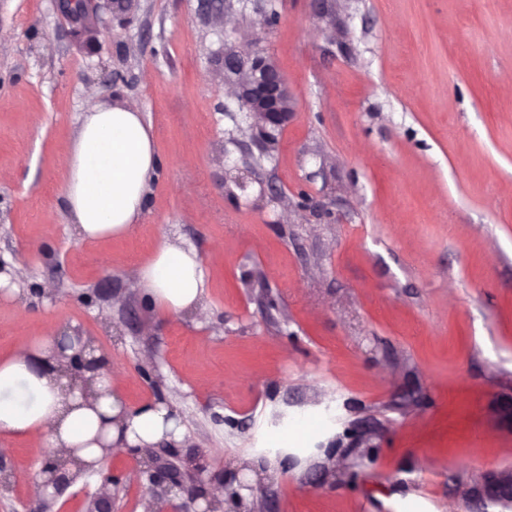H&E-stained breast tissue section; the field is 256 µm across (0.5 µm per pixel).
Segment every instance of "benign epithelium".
<instances>
[{
    "instance_id": "1",
    "label": "benign epithelium",
    "mask_w": 512,
    "mask_h": 512,
    "mask_svg": "<svg viewBox=\"0 0 512 512\" xmlns=\"http://www.w3.org/2000/svg\"><path fill=\"white\" fill-rule=\"evenodd\" d=\"M139 0H95V12L86 13L78 7V0H55L58 12L65 18L75 36L100 32L105 24L104 15L125 16L135 12ZM224 79L235 87L234 98L247 112L249 127L266 133L267 129L282 130L294 111L293 97L287 80L277 62L264 53L248 59L236 52L224 55ZM64 372L77 376L88 367L84 350L66 356ZM150 480L169 488H183L185 475L176 462L152 458ZM112 474L103 476L100 488L90 496L86 512H111ZM470 497L481 503L501 507V512H512V469L501 468L486 473L479 482L467 490Z\"/></svg>"
}]
</instances>
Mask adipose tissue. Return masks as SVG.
Returning a JSON list of instances; mask_svg holds the SVG:
<instances>
[{
	"label": "adipose tissue",
	"mask_w": 512,
	"mask_h": 512,
	"mask_svg": "<svg viewBox=\"0 0 512 512\" xmlns=\"http://www.w3.org/2000/svg\"><path fill=\"white\" fill-rule=\"evenodd\" d=\"M63 194L79 239L127 236L139 220L156 155L149 126L129 104L107 106L87 92L82 124L59 160ZM154 304L172 316L202 313L205 279L196 253L165 242L139 269ZM55 327L0 362V432L60 451L71 472L108 452L181 441L185 419L159 401L128 407L118 391L125 369L109 360L75 379L61 369Z\"/></svg>",
	"instance_id": "adipose-tissue-1"
}]
</instances>
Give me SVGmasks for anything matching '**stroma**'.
I'll return each mask as SVG.
<instances>
[{
    "instance_id": "stroma-1",
    "label": "stroma",
    "mask_w": 512,
    "mask_h": 512,
    "mask_svg": "<svg viewBox=\"0 0 512 512\" xmlns=\"http://www.w3.org/2000/svg\"><path fill=\"white\" fill-rule=\"evenodd\" d=\"M140 0L78 41L53 0H0V361L46 325L126 369L129 406L187 417L178 454L237 512H496L512 467V0ZM271 55L294 100L266 157L224 52ZM135 105L159 158L122 238L80 241L57 166L87 89ZM193 248L205 315L165 317L139 266ZM267 293L271 306L261 305ZM0 433V512H141L139 458L32 493ZM467 495L480 503L501 507V512L512 510V469L501 468L486 473L479 482L467 490ZM112 474L103 476L100 488L94 495L90 496L85 511L86 512H111L112 504Z\"/></svg>"
}]
</instances>
